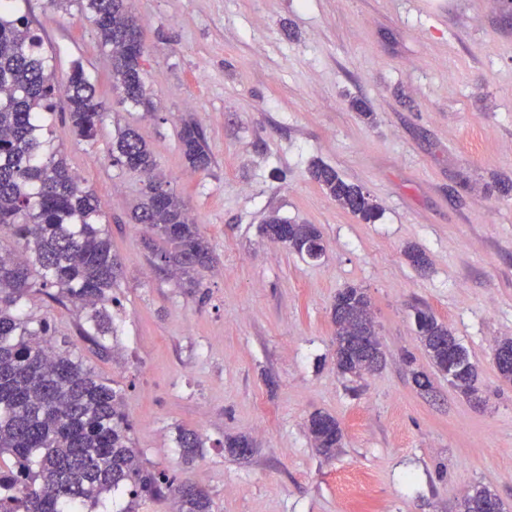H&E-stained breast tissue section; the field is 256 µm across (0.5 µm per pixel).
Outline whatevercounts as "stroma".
Masks as SVG:
<instances>
[{
	"label": "stroma",
	"instance_id": "1",
	"mask_svg": "<svg viewBox=\"0 0 512 512\" xmlns=\"http://www.w3.org/2000/svg\"><path fill=\"white\" fill-rule=\"evenodd\" d=\"M82 2L15 7L56 78L81 63L107 104L85 142L57 100L52 140L98 197L123 263L109 358L76 336L80 309L39 294L31 308L122 389L144 464L177 461L182 426L205 442L186 475L213 512H450L478 484L512 512V383L493 359L512 338V0H136L148 117L113 89ZM189 118L207 132L208 170L182 155ZM128 126L214 256L194 291L130 221L142 178L111 155ZM318 163L366 190L380 218L364 223L326 195L310 175ZM274 212L316 225L321 259L263 235ZM410 245L426 271L406 261ZM349 285L370 296L385 353L360 379L336 369L332 308ZM417 307L466 347L478 399L433 371ZM415 370L433 391L414 386ZM316 412L341 425L333 455L308 432ZM237 435L253 442L248 458L224 450Z\"/></svg>",
	"mask_w": 512,
	"mask_h": 512
}]
</instances>
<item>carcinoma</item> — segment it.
<instances>
[{
    "instance_id": "obj_1",
    "label": "carcinoma",
    "mask_w": 512,
    "mask_h": 512,
    "mask_svg": "<svg viewBox=\"0 0 512 512\" xmlns=\"http://www.w3.org/2000/svg\"><path fill=\"white\" fill-rule=\"evenodd\" d=\"M135 0H86L85 9L101 48L112 65V83L122 101L153 114L144 82L143 33L133 11ZM40 36L13 0H0V230L11 246L0 244V512H93L110 494L130 497L123 512L147 503L172 500L176 512H212V502L197 484L168 468L143 466L133 448L132 424L123 411L122 390L88 368L73 351L53 342L56 330L29 310L35 293L59 305L84 311L78 333L105 359L114 334L109 307L118 303L122 264L112 253L108 227L93 192L80 186L75 172L51 138L54 100L65 89L66 116L77 139L98 135L105 106L80 63L66 83L54 81ZM183 156L195 170L212 163L208 138L193 120L179 131ZM112 160L146 179L142 200L131 220L150 232L147 248L161 268L183 288L199 286L198 276L212 255L184 200L169 191L158 197L152 150L134 128L119 132ZM314 181L342 208L362 221L378 219L376 203L356 206L361 188L328 165L311 171ZM322 242L313 224H288V248L302 257ZM337 334L349 336L371 313V301L359 287L336 294ZM418 336L435 369L448 357V341L467 353L447 325L419 308ZM343 374L374 372L364 353L336 354ZM476 369L455 375L452 386L466 397L478 393ZM315 446L325 453L340 447V423L326 413L308 423ZM180 464L188 467L203 447L201 435L180 427L176 435ZM486 499L471 493L456 512H486Z\"/></svg>"
}]
</instances>
